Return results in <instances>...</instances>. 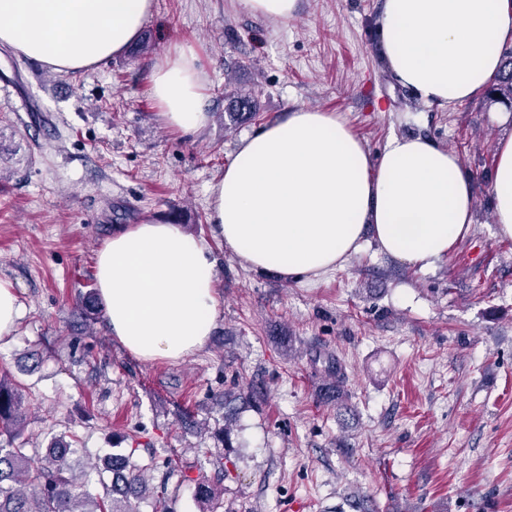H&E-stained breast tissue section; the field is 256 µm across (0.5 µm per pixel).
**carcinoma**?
<instances>
[{
    "label": "carcinoma",
    "instance_id": "obj_1",
    "mask_svg": "<svg viewBox=\"0 0 512 512\" xmlns=\"http://www.w3.org/2000/svg\"><path fill=\"white\" fill-rule=\"evenodd\" d=\"M493 93L512 103V52L505 56ZM336 382L322 389L321 403L341 410L343 376L328 364ZM27 413L20 388L6 374L0 375V512H133L128 494L145 488L148 466L133 453H110L98 459L95 469L113 474L112 487L104 498L84 489L73 473L69 456L75 453L62 436H54L47 448H26ZM219 482L202 481L196 496L209 506L224 494V479L232 476L233 463L225 454L215 460Z\"/></svg>",
    "mask_w": 512,
    "mask_h": 512
}]
</instances>
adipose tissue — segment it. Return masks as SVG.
<instances>
[{"label":"adipose tissue","instance_id":"adipose-tissue-1","mask_svg":"<svg viewBox=\"0 0 512 512\" xmlns=\"http://www.w3.org/2000/svg\"><path fill=\"white\" fill-rule=\"evenodd\" d=\"M153 0H0V43L59 72L123 53ZM379 33L389 72L424 104L480 97L512 50V0H384ZM153 95L167 126L188 134L209 121L196 52L154 65ZM492 222L512 239V135L494 151ZM474 186L452 149L391 136L371 156L335 112L297 108L242 138L210 188L214 238L244 264L315 282L346 267L373 237L380 251L429 269L474 223ZM205 239L146 221L114 233L95 278L113 336L134 356L178 360L200 349L216 318Z\"/></svg>","mask_w":512,"mask_h":512}]
</instances>
